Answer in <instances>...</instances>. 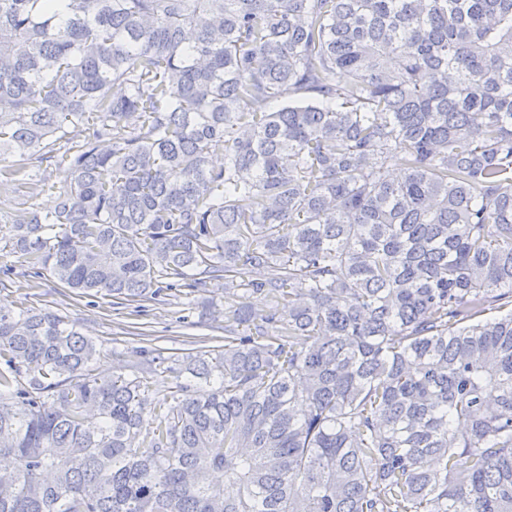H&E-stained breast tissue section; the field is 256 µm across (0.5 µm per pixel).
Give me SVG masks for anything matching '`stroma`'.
<instances>
[{"label":"stroma","instance_id":"1","mask_svg":"<svg viewBox=\"0 0 512 512\" xmlns=\"http://www.w3.org/2000/svg\"><path fill=\"white\" fill-rule=\"evenodd\" d=\"M57 195L48 190L26 198L14 186L0 189V237L8 229L21 209L48 211L54 208ZM10 265L14 274L7 284L0 285V301L12 303L26 301L28 307L51 308L77 323L79 330L96 341L103 350L100 368L130 374L142 362L139 352L142 334L151 335L156 347L165 354L190 351V338H208L210 345L224 342V283L208 282L204 292L212 307L203 313L192 299L174 294L159 300L136 305H116L111 297L100 294L78 297L56 283L50 274L32 278L19 256L0 251V267Z\"/></svg>","mask_w":512,"mask_h":512}]
</instances>
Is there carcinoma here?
<instances>
[{
	"label": "carcinoma",
	"mask_w": 512,
	"mask_h": 512,
	"mask_svg": "<svg viewBox=\"0 0 512 512\" xmlns=\"http://www.w3.org/2000/svg\"><path fill=\"white\" fill-rule=\"evenodd\" d=\"M8 157L67 164L23 262L225 336L0 304V512H512V0H0ZM22 259L8 249L0 251V267L11 265L15 274L7 279V286L0 285V301L12 303L24 300L32 309L50 307L60 315L77 323L79 330L96 341L103 350L100 369L130 374L142 362L139 347L149 345L140 338L155 339L152 346L162 348L164 356L173 353L208 350L224 344V280L208 282L205 292L197 296L213 303L206 315L193 304L194 296L187 298L172 293L153 302L138 304H112V297L97 295L77 297L68 288L56 283L43 271L40 278L28 276ZM144 309V310H140ZM139 310V311H138ZM201 326L196 327L195 325ZM194 325V326H193ZM146 332L150 337L137 334ZM189 337H207L206 342L191 344ZM194 349V350H190Z\"/></svg>",
	"instance_id": "obj_1"
}]
</instances>
